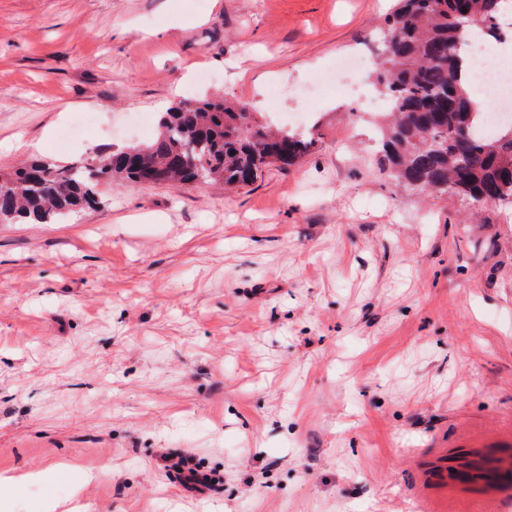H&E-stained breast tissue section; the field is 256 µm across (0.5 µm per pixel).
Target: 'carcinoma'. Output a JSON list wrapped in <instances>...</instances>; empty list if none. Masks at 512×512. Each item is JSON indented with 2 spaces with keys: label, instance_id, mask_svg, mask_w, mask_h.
Listing matches in <instances>:
<instances>
[{
  "label": "carcinoma",
  "instance_id": "cac0c4a2",
  "mask_svg": "<svg viewBox=\"0 0 512 512\" xmlns=\"http://www.w3.org/2000/svg\"><path fill=\"white\" fill-rule=\"evenodd\" d=\"M502 0H397L379 31L377 83L392 99L379 147L395 185L426 196L492 201L512 194V129H486L463 76L461 40L477 29L502 40ZM149 144L118 147L81 165L32 160L0 171V223H46L96 203L94 187L115 178L222 185L256 182L311 152V135L258 121L244 102L180 101L159 113ZM479 463L449 468L452 478H486Z\"/></svg>",
  "mask_w": 512,
  "mask_h": 512
}]
</instances>
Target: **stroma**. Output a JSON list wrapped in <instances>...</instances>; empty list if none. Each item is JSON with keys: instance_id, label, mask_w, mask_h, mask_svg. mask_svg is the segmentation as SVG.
Returning <instances> with one entry per match:
<instances>
[{"instance_id": "stroma-1", "label": "stroma", "mask_w": 512, "mask_h": 512, "mask_svg": "<svg viewBox=\"0 0 512 512\" xmlns=\"http://www.w3.org/2000/svg\"><path fill=\"white\" fill-rule=\"evenodd\" d=\"M393 0H0V170L153 140L202 96L307 117L316 145L231 192L99 183L0 224V512H503L512 205L396 189L376 112L309 93L373 59ZM189 457L205 493L164 455ZM97 471L86 481L83 471ZM463 461L458 464L457 467H451L448 469L446 465V458L440 459L435 463H432L431 469L441 479L464 477L465 480L475 481L484 480L486 473L490 470L484 469L479 463L471 460H465V457H460Z\"/></svg>"}]
</instances>
